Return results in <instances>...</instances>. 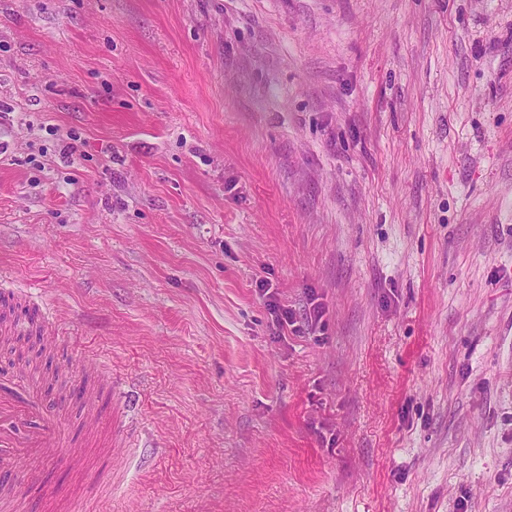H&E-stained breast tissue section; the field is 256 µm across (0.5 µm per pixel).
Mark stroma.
<instances>
[{"mask_svg": "<svg viewBox=\"0 0 512 512\" xmlns=\"http://www.w3.org/2000/svg\"><path fill=\"white\" fill-rule=\"evenodd\" d=\"M0 141L105 512H512V0H0ZM80 402L82 409L85 410L83 416V427L89 435H94L102 429H106L104 416L98 413L103 402L104 394L111 395V418L112 429H110V438L107 443L109 448L113 446V456L118 457L122 447L130 446L128 436H125L123 429V418L125 415V404L118 403L112 407V381L100 378L96 386L80 387Z\"/></svg>", "mask_w": 512, "mask_h": 512, "instance_id": "1", "label": "stroma"}]
</instances>
